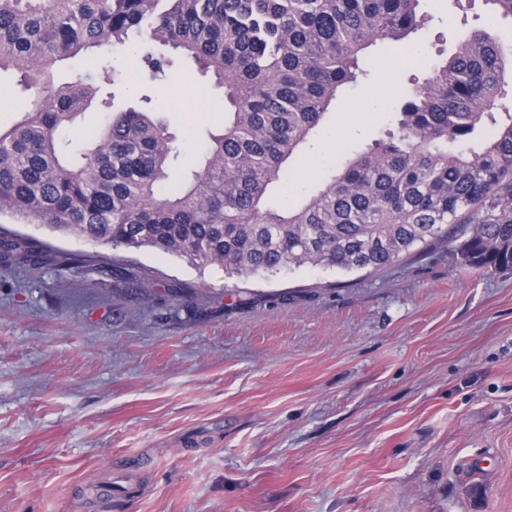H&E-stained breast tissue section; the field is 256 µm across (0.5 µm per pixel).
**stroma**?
I'll return each mask as SVG.
<instances>
[{
    "label": "stroma",
    "instance_id": "obj_1",
    "mask_svg": "<svg viewBox=\"0 0 512 512\" xmlns=\"http://www.w3.org/2000/svg\"><path fill=\"white\" fill-rule=\"evenodd\" d=\"M414 59L370 46L367 78L318 130L324 168L392 127L412 76L484 26V0H422ZM179 139V180L224 120L221 92L171 55L164 78L113 55ZM28 93L0 73V127ZM69 253L148 272L0 263V512H512V270L438 243L378 272L306 266L231 276L149 248L113 249L8 215ZM111 485L100 500L96 486Z\"/></svg>",
    "mask_w": 512,
    "mask_h": 512
}]
</instances>
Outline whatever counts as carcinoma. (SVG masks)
I'll list each match as a JSON object with an SVG mask.
<instances>
[{"label":"carcinoma","mask_w":512,"mask_h":512,"mask_svg":"<svg viewBox=\"0 0 512 512\" xmlns=\"http://www.w3.org/2000/svg\"><path fill=\"white\" fill-rule=\"evenodd\" d=\"M421 0H0V71L31 91L20 120L0 130V214L101 246L152 248L241 277L305 265L380 271L439 242L462 239L463 264L512 269V110L503 100L512 52L491 34L512 18L492 5L487 28L411 86L386 138L327 173L305 153L358 61L377 41L401 44L425 24ZM149 40L192 60L224 90L222 132L205 140L200 169L167 185L180 155L167 125L98 98L99 47L139 59L150 79L169 59ZM90 53L72 82L46 94L57 62ZM111 113L87 136L77 117ZM485 124L480 146L456 148ZM308 170L301 203L265 207L288 190L284 164ZM84 265L99 255L51 252L20 234L0 258Z\"/></svg>","instance_id":"obj_1"}]
</instances>
